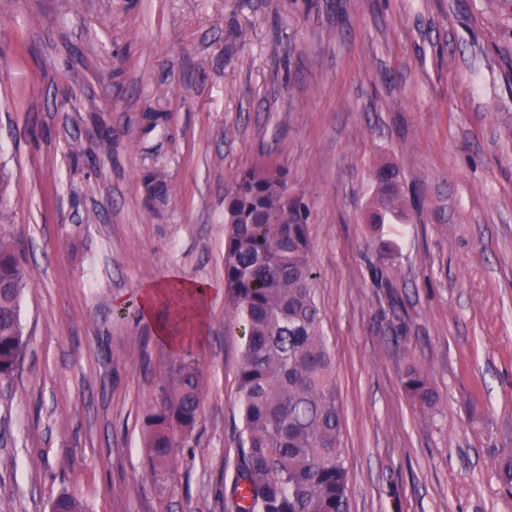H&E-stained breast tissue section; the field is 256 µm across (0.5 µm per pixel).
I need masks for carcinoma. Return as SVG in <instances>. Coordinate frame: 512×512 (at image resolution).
<instances>
[{
	"mask_svg": "<svg viewBox=\"0 0 512 512\" xmlns=\"http://www.w3.org/2000/svg\"><path fill=\"white\" fill-rule=\"evenodd\" d=\"M374 181L364 220L375 229L403 221L397 168L377 167ZM316 280L305 206L289 195L286 170L267 162L239 174L224 211V288L232 325L245 339L232 512H347L341 409ZM26 287L19 244L0 230V380L13 375L23 355L19 301ZM202 386L198 359L185 357L172 367L159 407L147 416L144 447L153 465L173 458V428H193ZM403 388L420 408L436 403L418 367L407 371ZM53 507L86 512L68 494Z\"/></svg>",
	"mask_w": 512,
	"mask_h": 512,
	"instance_id": "carcinoma-1",
	"label": "carcinoma"
}]
</instances>
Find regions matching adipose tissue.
<instances>
[{
    "instance_id": "obj_1",
    "label": "adipose tissue",
    "mask_w": 512,
    "mask_h": 512,
    "mask_svg": "<svg viewBox=\"0 0 512 512\" xmlns=\"http://www.w3.org/2000/svg\"><path fill=\"white\" fill-rule=\"evenodd\" d=\"M192 299L195 303L194 316L197 321H204L206 305L215 293L213 286L184 278L177 272H169L162 279L143 284L139 290V309L141 317L149 321L157 340L172 351H179L182 340L171 330L170 326L156 314L158 299L169 292Z\"/></svg>"
}]
</instances>
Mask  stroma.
I'll use <instances>...</instances> for the list:
<instances>
[{
  "label": "stroma",
  "mask_w": 512,
  "mask_h": 512,
  "mask_svg": "<svg viewBox=\"0 0 512 512\" xmlns=\"http://www.w3.org/2000/svg\"><path fill=\"white\" fill-rule=\"evenodd\" d=\"M275 161L307 210L349 512H512V20L496 0H0L5 226L29 286L0 381V512H229L244 339L219 292L202 410L153 469L178 356L128 316L224 284V199ZM417 210L372 230L380 162ZM421 366L433 408L402 382ZM177 287V288H173ZM173 289L180 296L192 299L195 303L194 316L198 326H202L206 314V305L216 292L210 284L184 278L177 272H169L162 279L145 283L139 288V309L141 318L149 321L157 340L170 350L178 352L182 340L171 330L170 326L156 315L158 299L166 293L172 294Z\"/></svg>",
  "instance_id": "1"
}]
</instances>
